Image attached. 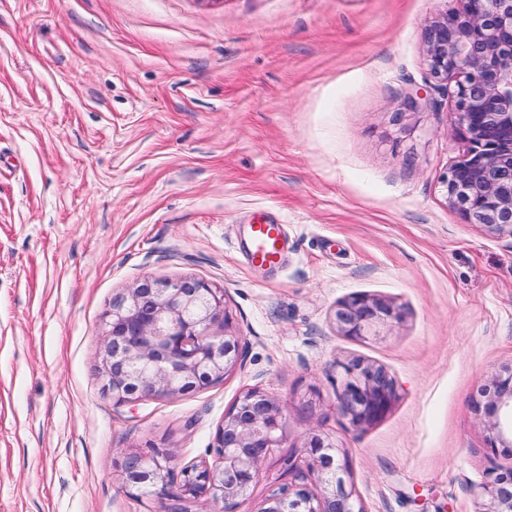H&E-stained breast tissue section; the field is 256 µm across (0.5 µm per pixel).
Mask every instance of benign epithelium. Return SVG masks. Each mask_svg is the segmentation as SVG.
Instances as JSON below:
<instances>
[{
  "label": "benign epithelium",
  "mask_w": 512,
  "mask_h": 512,
  "mask_svg": "<svg viewBox=\"0 0 512 512\" xmlns=\"http://www.w3.org/2000/svg\"><path fill=\"white\" fill-rule=\"evenodd\" d=\"M426 28V61L436 84L412 88L408 110L433 109V91L456 79V125L467 143L442 184L449 205L468 224L512 237V0H461ZM400 318L388 302L356 295L338 304L335 321L344 336H377ZM99 374L103 392L119 404L200 391L224 381L241 360L239 336L229 331L224 292L195 277H147L116 296L104 315ZM337 409L352 426L381 418L396 385L381 366L361 360L336 365L330 375ZM480 422L492 433L493 454L512 456V364L502 367L481 392ZM288 437V403L253 387L224 414L211 453L216 464L177 467L167 448L151 445L128 454L122 465L126 488H143L163 512L205 498L212 512H238L259 479L263 460ZM304 483L295 457L283 461L288 484L272 493L260 512H365L350 478L347 453L335 439L308 433L302 445ZM486 512H512V466L492 465L478 486Z\"/></svg>",
  "instance_id": "benign-epithelium-1"
}]
</instances>
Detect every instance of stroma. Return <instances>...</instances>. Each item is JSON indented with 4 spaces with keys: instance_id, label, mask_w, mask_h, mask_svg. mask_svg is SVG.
Here are the masks:
<instances>
[{
    "instance_id": "35a3bbf8",
    "label": "stroma",
    "mask_w": 512,
    "mask_h": 512,
    "mask_svg": "<svg viewBox=\"0 0 512 512\" xmlns=\"http://www.w3.org/2000/svg\"><path fill=\"white\" fill-rule=\"evenodd\" d=\"M445 0H0V512H160L127 492L154 444L214 463L225 412L260 387L288 402L239 512L288 480L319 430L346 448L365 512H481L493 455L475 403L512 363V237L466 223L442 187L466 150L454 92L430 81L424 30ZM285 224L274 271L244 224ZM224 292L240 365L176 398L102 391V316L146 277ZM391 302L375 339L339 302ZM384 367L396 398L354 428L336 361ZM441 89L440 85L434 84L429 89L424 88H411L404 99V106L407 110H418L422 107H428L434 109L436 107V101L433 97L432 91ZM400 318L388 302L367 295H356L338 304L335 321L344 336H379L380 330Z\"/></svg>"
}]
</instances>
